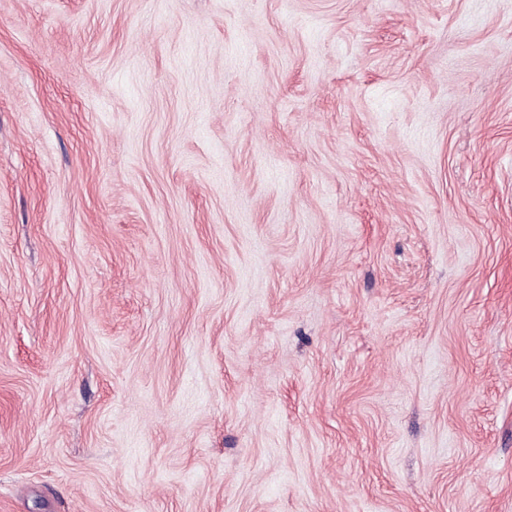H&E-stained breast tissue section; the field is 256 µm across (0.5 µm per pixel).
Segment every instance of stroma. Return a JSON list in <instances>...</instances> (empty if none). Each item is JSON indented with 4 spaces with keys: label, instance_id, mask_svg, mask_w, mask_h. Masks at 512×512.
I'll return each mask as SVG.
<instances>
[{
    "label": "stroma",
    "instance_id": "obj_1",
    "mask_svg": "<svg viewBox=\"0 0 512 512\" xmlns=\"http://www.w3.org/2000/svg\"><path fill=\"white\" fill-rule=\"evenodd\" d=\"M0 512H512V0H0Z\"/></svg>",
    "mask_w": 512,
    "mask_h": 512
}]
</instances>
